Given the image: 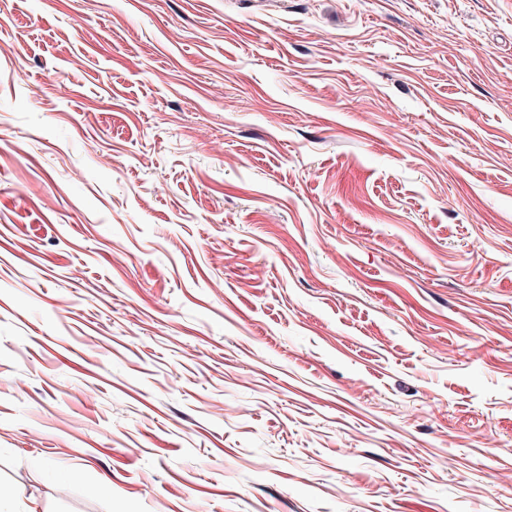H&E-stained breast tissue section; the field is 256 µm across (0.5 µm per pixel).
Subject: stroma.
<instances>
[{
    "label": "stroma",
    "mask_w": 512,
    "mask_h": 512,
    "mask_svg": "<svg viewBox=\"0 0 512 512\" xmlns=\"http://www.w3.org/2000/svg\"><path fill=\"white\" fill-rule=\"evenodd\" d=\"M509 471L512 0H0V512Z\"/></svg>",
    "instance_id": "obj_1"
}]
</instances>
